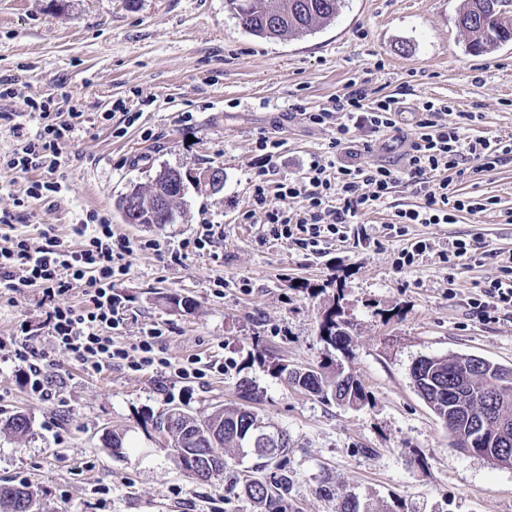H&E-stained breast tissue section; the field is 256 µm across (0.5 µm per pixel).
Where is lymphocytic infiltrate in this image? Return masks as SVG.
Instances as JSON below:
<instances>
[{"label": "lymphocytic infiltrate", "instance_id": "1", "mask_svg": "<svg viewBox=\"0 0 512 512\" xmlns=\"http://www.w3.org/2000/svg\"><path fill=\"white\" fill-rule=\"evenodd\" d=\"M0 98L21 99L24 111L39 122V130L32 137L25 136L22 127H14L21 148L7 160V169L21 173L43 171V179L33 182L29 189L31 199L60 193L63 185L54 177L60 146L72 138L82 122V112L72 113L70 122L57 123L47 101L37 94H20L15 88L4 86L0 88ZM451 109L448 102L421 103V117L406 140L405 168L401 171L380 163H360L351 147L355 133L371 137L396 127L403 112L398 97L382 95L372 99L363 88L353 84L336 97L332 106L303 111L307 123L335 124L336 134L328 144V156L312 157L300 176L272 180L271 162L282 143L259 136L255 141L256 163L250 189L253 206L265 214L267 237L320 250L341 240L345 225L357 223L362 215L384 203L405 175L420 202L398 211L395 221L388 226L393 236L407 240L396 262L401 269L412 266L432 248L428 239L409 238V225L451 224L458 212L493 210L497 205L495 197L462 196L454 180L465 174L460 166L464 154L477 158L478 172L490 173L512 156V142L489 137L463 141L461 126L474 121L475 115L461 113L460 123L452 126L438 123L437 114ZM292 200L300 202V209H289ZM74 233L79 239L75 246L60 241L47 229L42 232L41 245L31 246L28 239L17 236L9 245L1 246L0 286L11 289L19 284L36 288L46 298L82 289L88 307H56L49 311L47 326L54 344L97 374L120 364L134 371L154 366V346L164 334L160 325L144 327L130 351L116 346L112 340L113 330L120 326L121 304L112 284L128 270L126 259L134 252L130 240L115 234L103 216L95 223L76 225ZM470 306L484 319L512 309V254L503 258L499 276L482 287L480 297L472 299Z\"/></svg>", "mask_w": 512, "mask_h": 512}]
</instances>
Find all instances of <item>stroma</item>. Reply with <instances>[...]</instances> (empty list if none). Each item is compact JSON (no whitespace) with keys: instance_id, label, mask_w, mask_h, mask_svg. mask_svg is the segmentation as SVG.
I'll list each match as a JSON object with an SVG mask.
<instances>
[{"instance_id":"35a3bbf8","label":"stroma","mask_w":512,"mask_h":512,"mask_svg":"<svg viewBox=\"0 0 512 512\" xmlns=\"http://www.w3.org/2000/svg\"><path fill=\"white\" fill-rule=\"evenodd\" d=\"M462 7L463 0H342L327 25L262 39L240 25L227 0H0V80L50 99L51 111L64 115L74 104L84 114L61 148L55 177L63 191L32 200L28 190L43 171L0 170V211L16 213L14 235L33 242L48 225L70 243L73 225L93 213L108 217L136 246L114 283L123 318L115 344L131 347L148 324L165 330L154 351L159 365L96 374L57 348L46 325L53 307H82L85 297L71 291L49 301L34 288H0V336L48 355L52 391L32 397L24 363L0 357V421L18 411L31 421L26 434L0 432V481L30 485L35 512H253L233 485L253 458L229 457L223 475L199 482L154 429L174 407L201 419L241 402L290 439L295 512H338L349 493L374 512H512V467L454 448L411 376L420 358L452 354L512 366V311L487 321L469 306L512 252V160L479 173L475 159H464L461 191L496 197L497 208L461 212L453 224L409 225V236L430 239L434 249L401 270L403 243L384 226L417 205L407 182L362 224L346 225L344 241L317 252L262 240L265 218L250 194L257 137L283 143L276 177L300 174L334 128L306 123L298 107L330 104L352 79L372 95L401 94L405 109L399 130L380 132L372 148L356 138L360 161L402 168L400 138L414 131L426 100L452 103L438 117L443 124L457 123L462 111L482 113L468 138L512 139V44L472 53L457 24ZM130 112L139 115L131 125ZM16 123L30 137L38 130L20 100H0V161L18 146ZM218 164L223 189L187 187L176 223H124L117 202L130 186L149 185L164 168ZM205 224L222 225L224 234L200 252L189 242ZM461 237L477 262L448 269L440 252ZM175 297L191 308L174 307ZM333 306L351 323L345 351L319 333ZM191 355L224 368L182 379L161 366ZM330 361L365 387L362 407L324 401L271 369ZM244 380L253 388L246 402L238 397ZM112 433L120 451L105 441Z\"/></svg>"}]
</instances>
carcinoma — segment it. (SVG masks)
I'll list each match as a JSON object with an SVG mask.
<instances>
[{
    "label": "carcinoma",
    "instance_id": "cac0c4a2",
    "mask_svg": "<svg viewBox=\"0 0 512 512\" xmlns=\"http://www.w3.org/2000/svg\"><path fill=\"white\" fill-rule=\"evenodd\" d=\"M496 2L466 0L458 15V25L468 35V47L479 54L490 53L512 40V17L505 20L496 17ZM228 3L234 14L243 18L245 30L266 39L300 37L335 20L339 10V0H228ZM478 10L485 18L482 29L469 23L470 17ZM272 12L281 15L277 26L268 23ZM321 329L327 333L325 342L337 350L347 349L349 333L336 334V320L327 318ZM329 368L328 364L321 365L323 373L317 376L299 369L295 371L292 383L328 401L338 392L353 395L361 401L367 400L361 383L349 381L343 384L339 381L343 371L336 368L331 372ZM491 378L505 383V386L494 404L488 405L484 393ZM420 380L423 384L419 394L428 407L440 419L450 414L456 417L459 429L467 428L466 414L469 410L477 413L487 408L512 420V366L484 358L476 359L472 355H449L425 364L420 369ZM258 419L256 413L240 405L216 409L204 419V423L210 429L216 426L223 429L224 437L213 441L193 427L188 435L173 441L172 447L183 449L180 456V461L184 462L182 469L189 475L192 466L199 464L208 471V475L203 477L205 481L223 474L227 461L216 454L215 448L220 447L233 456L240 455V449L244 448V441ZM0 428L9 433L24 434L30 429V419L26 414L17 412ZM500 446L508 448V453L496 457L493 463L512 466L511 432L502 435L490 427L476 438L473 448L484 453ZM250 454L257 459L255 471H264L266 476L245 480L242 493L258 506L259 512H292L288 495L293 484V471L288 468V448L258 445ZM7 488L14 494L9 500L11 508L8 512H32L34 491L31 487L9 484Z\"/></svg>",
    "mask_w": 512,
    "mask_h": 512
}]
</instances>
